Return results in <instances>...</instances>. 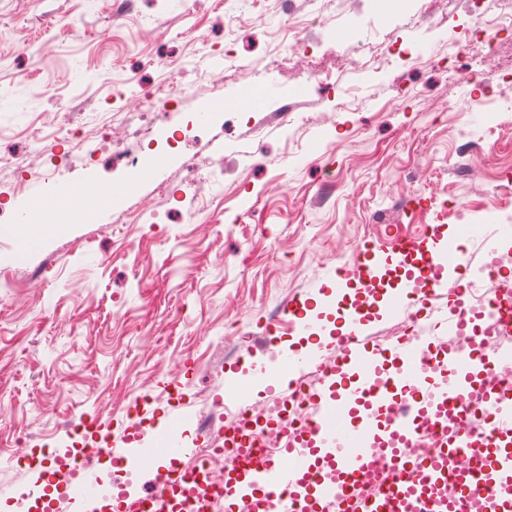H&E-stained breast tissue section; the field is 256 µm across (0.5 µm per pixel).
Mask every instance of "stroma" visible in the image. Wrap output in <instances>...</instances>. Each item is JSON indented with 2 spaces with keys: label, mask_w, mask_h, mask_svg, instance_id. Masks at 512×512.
<instances>
[{
  "label": "stroma",
  "mask_w": 512,
  "mask_h": 512,
  "mask_svg": "<svg viewBox=\"0 0 512 512\" xmlns=\"http://www.w3.org/2000/svg\"><path fill=\"white\" fill-rule=\"evenodd\" d=\"M303 5L252 0L231 17L226 0H0V275L11 280L0 288V512H13L17 486L37 478L19 466L26 444L49 434L66 448L67 426L89 418L122 447L130 426L121 407L143 387L156 395L159 424L192 414L184 432L193 442L213 426L225 382L244 381L241 364L267 363L263 326L289 302H310L311 317L339 325L336 297L321 289L358 243L430 224L454 239L465 222L477 227L463 239L468 271L448 273L429 305L396 313L380 301L367 322L370 340L409 341L417 312L422 344H439L440 311L489 253L482 226L512 211L497 193L512 182V113L501 109L512 100V39L499 45L486 103L460 112L452 102L462 90L448 73L467 75L480 44L446 71H359L354 62L395 40L436 53L453 25L471 22L470 0H436L424 26L402 28L390 21L399 0H330L314 19ZM262 13L274 31L255 29ZM298 25L323 44L334 99L284 62V38ZM242 54L264 62L262 82L222 78ZM173 86L182 95L164 120L141 117L153 138L217 101L221 117L163 155L160 180L17 247L14 220L41 184L11 194L15 158L39 168L72 123L93 131L105 105L124 109ZM337 102L347 111H334ZM116 142L137 149L133 129L113 131L60 181L120 187L130 170L113 162ZM163 182L209 194L205 217L185 223ZM450 198L467 204L465 217L444 208ZM133 204L155 223H117Z\"/></svg>",
  "instance_id": "obj_1"
}]
</instances>
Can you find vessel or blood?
<instances>
[{
	"instance_id": "obj_1",
	"label": "vessel or blood",
	"mask_w": 512,
	"mask_h": 512,
	"mask_svg": "<svg viewBox=\"0 0 512 512\" xmlns=\"http://www.w3.org/2000/svg\"><path fill=\"white\" fill-rule=\"evenodd\" d=\"M70 197L77 207H101L112 198L108 187H43V200ZM390 251L397 259L415 255L423 267V286L415 292L424 302L442 286L441 274L461 271L465 251L445 247L438 226L424 236H392L384 248L354 252L347 267H336V279L355 282L372 293L378 278L379 256ZM289 323L310 348L283 357L259 378L267 389L297 375L314 362L322 349L320 323L311 322L306 306L289 304ZM366 314L349 309L343 328L333 336L336 360L322 375V391L315 397L317 415L304 429L301 441L283 438L280 460L265 458L233 468L229 497L233 512H512V389L491 390L488 415L491 426L477 422L468 428L453 425L449 415L468 397L479 353L449 351L450 376L428 386V352H409L401 344L364 342ZM187 415L171 421L155 439L124 460L131 467L149 466L165 475L168 463L190 456L183 444ZM431 427L440 447L426 456L407 455ZM387 467L393 475L379 490L359 494L353 478ZM169 486L152 493H120L123 512H167Z\"/></svg>"
}]
</instances>
